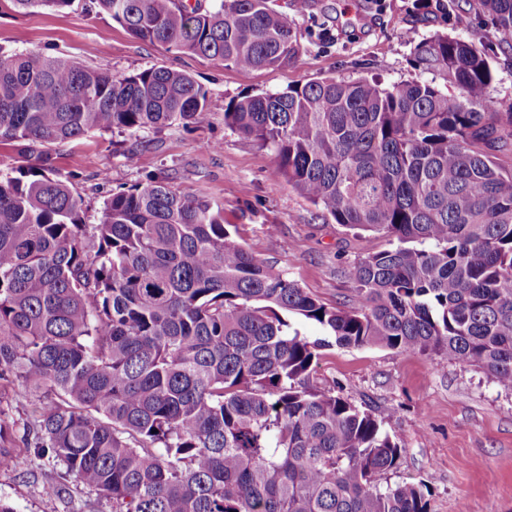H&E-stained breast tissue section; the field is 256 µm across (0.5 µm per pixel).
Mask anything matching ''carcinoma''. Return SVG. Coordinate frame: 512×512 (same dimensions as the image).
<instances>
[{"mask_svg": "<svg viewBox=\"0 0 512 512\" xmlns=\"http://www.w3.org/2000/svg\"><path fill=\"white\" fill-rule=\"evenodd\" d=\"M84 5L243 72L300 53L268 0ZM472 9L512 33V0ZM414 61L433 79L327 76L224 111L323 214L389 238L354 265L339 308L257 260L219 205L162 178L112 193L84 223L56 148L200 121L208 91L192 75L0 54V144L21 161L0 177V469L51 459L47 496L74 479L112 512H429L421 486L382 482L400 441L312 379L322 350L377 345L475 366L512 394V169L496 162L512 152V105L487 110L493 74L470 40L435 33ZM18 395L31 399L21 428L8 413Z\"/></svg>", "mask_w": 512, "mask_h": 512, "instance_id": "carcinoma-1", "label": "carcinoma"}]
</instances>
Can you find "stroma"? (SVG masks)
<instances>
[{"mask_svg": "<svg viewBox=\"0 0 512 512\" xmlns=\"http://www.w3.org/2000/svg\"><path fill=\"white\" fill-rule=\"evenodd\" d=\"M415 0H274L287 14L301 45L283 69L241 72L190 54L169 51L130 35L82 0L61 11H13L0 0V51H39L91 68L128 74L150 67L191 73L208 91L204 118L195 124L91 133L58 148V165L72 173L84 199V221L97 223L111 193L162 178L181 193L204 196L224 208L237 239L259 260L274 264L300 288L343 306L352 293L350 272L382 250L380 234L350 230L323 216L275 172L272 151L224 123L230 99L279 92L325 76H367L390 85L420 80L412 38L436 31L473 40L493 59L486 105L512 104V48L456 0L450 25L417 14ZM318 386H340L345 397L382 420L406 452L390 482L429 485L430 512H512V395L481 370L441 358L383 347L324 349L313 373ZM53 462L28 456L0 470V498L17 512H112V505L77 482L60 497L44 485Z\"/></svg>", "mask_w": 512, "mask_h": 512, "instance_id": "stroma-1", "label": "stroma"}]
</instances>
